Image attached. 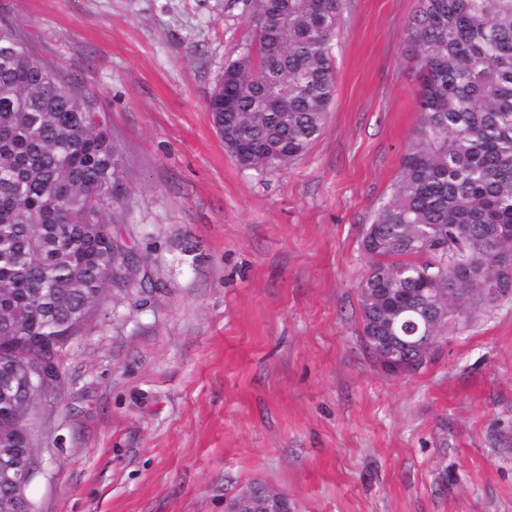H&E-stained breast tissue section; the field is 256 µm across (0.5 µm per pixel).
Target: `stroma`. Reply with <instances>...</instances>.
I'll return each instance as SVG.
<instances>
[{
  "label": "stroma",
  "instance_id": "35a3bbf8",
  "mask_svg": "<svg viewBox=\"0 0 512 512\" xmlns=\"http://www.w3.org/2000/svg\"><path fill=\"white\" fill-rule=\"evenodd\" d=\"M414 0H342L335 99L282 170L241 167L207 110L252 28L241 0H0L96 97L123 166L117 232L150 284L113 291L28 427L34 512H512V299L417 372L368 353L362 238L418 123ZM224 512H293L280 494L266 485H252L227 501Z\"/></svg>",
  "mask_w": 512,
  "mask_h": 512
}]
</instances>
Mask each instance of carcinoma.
Segmentation results:
<instances>
[{
  "label": "carcinoma",
  "instance_id": "cac0c4a2",
  "mask_svg": "<svg viewBox=\"0 0 512 512\" xmlns=\"http://www.w3.org/2000/svg\"><path fill=\"white\" fill-rule=\"evenodd\" d=\"M250 40L208 100L224 146L245 168L283 169L320 138L335 96L332 45L341 0H242ZM405 51L419 71L418 123L389 200L364 234L358 282L371 354L388 336H422L409 309L428 288H492L512 252V0H414ZM94 97L68 85L0 24V336L19 356H57L103 297L143 288L112 277V226L126 192L119 154L90 116ZM262 143L254 160L246 148ZM463 253L470 274L451 258ZM384 288L383 299L368 292ZM0 396V439L29 432Z\"/></svg>",
  "mask_w": 512,
  "mask_h": 512
}]
</instances>
